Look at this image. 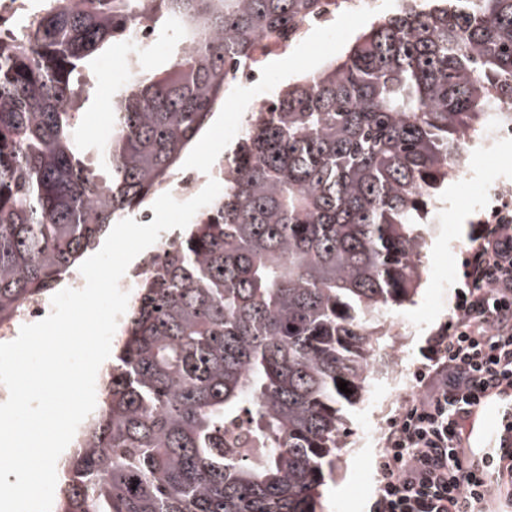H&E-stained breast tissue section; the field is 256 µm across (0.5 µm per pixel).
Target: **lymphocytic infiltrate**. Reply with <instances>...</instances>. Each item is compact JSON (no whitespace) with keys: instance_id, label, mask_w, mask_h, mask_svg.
Masks as SVG:
<instances>
[{"instance_id":"lymphocytic-infiltrate-1","label":"lymphocytic infiltrate","mask_w":512,"mask_h":512,"mask_svg":"<svg viewBox=\"0 0 512 512\" xmlns=\"http://www.w3.org/2000/svg\"><path fill=\"white\" fill-rule=\"evenodd\" d=\"M469 291L450 329L432 336L424 389L395 419L373 512H485L494 491L512 489V450L498 449L486 483L471 469L463 423L482 394L512 387V225L479 228Z\"/></svg>"}]
</instances>
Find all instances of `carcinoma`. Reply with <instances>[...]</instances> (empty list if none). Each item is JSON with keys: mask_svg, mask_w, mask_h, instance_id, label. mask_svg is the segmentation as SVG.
<instances>
[{"mask_svg": "<svg viewBox=\"0 0 512 512\" xmlns=\"http://www.w3.org/2000/svg\"><path fill=\"white\" fill-rule=\"evenodd\" d=\"M322 11L323 0H47L0 37V320L160 191L260 39ZM141 19L184 47L135 73L107 140L89 146L79 76ZM505 104L512 0H405L339 61L273 92L225 157L224 193L138 284L52 512H317L380 318L422 281L417 225L453 177L443 159ZM240 422L241 443L226 437Z\"/></svg>", "mask_w": 512, "mask_h": 512, "instance_id": "carcinoma-1", "label": "carcinoma"}]
</instances>
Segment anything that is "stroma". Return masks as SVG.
<instances>
[{"label":"stroma","mask_w":512,"mask_h":512,"mask_svg":"<svg viewBox=\"0 0 512 512\" xmlns=\"http://www.w3.org/2000/svg\"><path fill=\"white\" fill-rule=\"evenodd\" d=\"M401 0H381L379 10L338 9L331 25L307 29L287 50L275 51L262 59L274 77V87L297 81L312 70L326 67L343 57L366 24L375 22L399 5ZM135 60L126 47L108 46L82 79L93 87V98L84 107L81 127L86 136L106 131L111 122L108 106L125 85ZM256 108L250 87L234 85L224 93V107L200 141L182 157L183 170H199L218 162L230 152L235 141L230 133L241 127ZM492 155L468 162L471 181L457 180L454 194L432 207L422 231L427 240L423 252V278L414 303L389 310L384 317L385 352H398L407 370L406 380L395 383L385 369L375 371L360 402L347 409V442L333 473L320 488L317 512H370L373 503L384 439L392 422L420 397L417 371L427 363L429 341L455 322L457 304L468 288L467 261L476 245V223L471 217L478 202L475 184L512 183V136L494 141ZM468 216L466 230L454 234L458 215ZM342 496H335V489Z\"/></svg>","instance_id":"obj_1"}]
</instances>
